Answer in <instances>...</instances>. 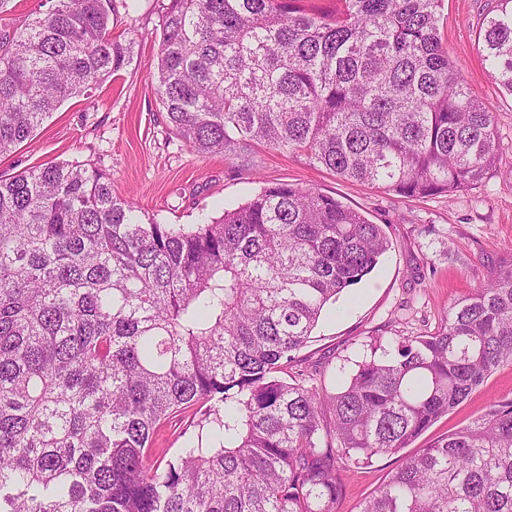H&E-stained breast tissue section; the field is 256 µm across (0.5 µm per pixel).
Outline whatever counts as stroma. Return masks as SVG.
Here are the masks:
<instances>
[{"label":"stroma","mask_w":512,"mask_h":512,"mask_svg":"<svg viewBox=\"0 0 512 512\" xmlns=\"http://www.w3.org/2000/svg\"><path fill=\"white\" fill-rule=\"evenodd\" d=\"M168 0H114L112 33L131 47L118 79L65 102L37 134L0 157V175L31 166L86 161L110 175L115 191L143 219L200 224L246 202L264 185L291 183L332 196L381 225L390 242L375 270L329 303L309 343L283 364L280 379L297 373L334 391L357 361L383 354L381 339L436 331L449 307L483 285L494 262L512 255V95L501 90L477 51L480 26L495 0H444L443 41L468 87L496 114V167L482 184L451 194L405 198L338 178L308 159L258 148L254 169L198 154L169 130L149 74L157 64ZM512 399V365L496 369L469 397L413 443L422 448ZM201 407L184 409L156 430L153 460L176 457L197 433ZM399 456L350 467L336 512H360L388 479Z\"/></svg>","instance_id":"obj_1"}]
</instances>
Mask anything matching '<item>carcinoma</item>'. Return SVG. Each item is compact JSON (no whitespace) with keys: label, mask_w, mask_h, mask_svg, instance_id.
Here are the masks:
<instances>
[{"label":"carcinoma","mask_w":512,"mask_h":512,"mask_svg":"<svg viewBox=\"0 0 512 512\" xmlns=\"http://www.w3.org/2000/svg\"><path fill=\"white\" fill-rule=\"evenodd\" d=\"M341 2L169 0L151 79L171 133L408 198L487 179L495 117L448 57L443 0ZM112 11L55 0L0 29V156L119 75ZM478 49L512 93V0ZM389 247L381 225L289 183L185 227L143 221L88 163L0 178V512H335L346 462L399 453L512 364L510 259L336 392L276 377ZM200 402L222 408L150 461L157 426ZM361 512H512V399L402 457Z\"/></svg>","instance_id":"cac0c4a2"}]
</instances>
